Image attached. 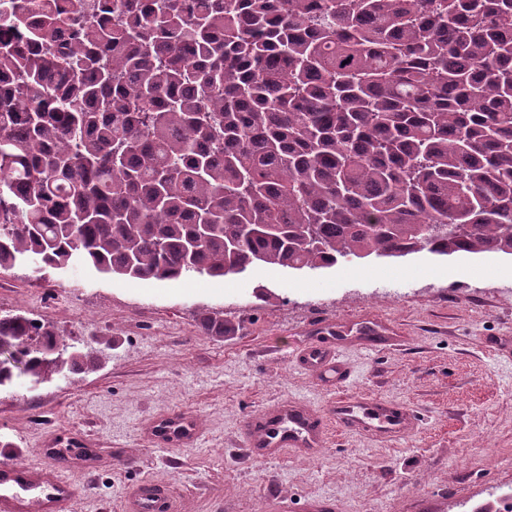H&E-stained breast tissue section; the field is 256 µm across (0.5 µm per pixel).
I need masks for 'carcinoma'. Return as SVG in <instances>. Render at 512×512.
Here are the masks:
<instances>
[{"label": "carcinoma", "mask_w": 512, "mask_h": 512, "mask_svg": "<svg viewBox=\"0 0 512 512\" xmlns=\"http://www.w3.org/2000/svg\"><path fill=\"white\" fill-rule=\"evenodd\" d=\"M0 0V269L512 256V0ZM0 389L90 356L0 314Z\"/></svg>", "instance_id": "cac0c4a2"}]
</instances>
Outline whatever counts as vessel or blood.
<instances>
[{
	"label": "vessel or blood",
	"instance_id": "b4317fda",
	"mask_svg": "<svg viewBox=\"0 0 512 512\" xmlns=\"http://www.w3.org/2000/svg\"><path fill=\"white\" fill-rule=\"evenodd\" d=\"M342 343L339 331L318 328L299 350L298 366L309 371L323 385L333 388L349 377L336 351ZM334 419L345 428L374 433L391 441L407 435L416 422L405 405L378 398L341 399L327 415H317L306 404L286 400L243 421L240 442L254 459L287 455L313 456L326 444V421ZM147 433L154 444L189 447L202 433L198 421L178 414L155 418ZM76 490L63 468L48 469L23 459L0 463V512H61ZM125 512H183L180 499L162 482H142L126 500Z\"/></svg>",
	"mask_w": 512,
	"mask_h": 512
}]
</instances>
